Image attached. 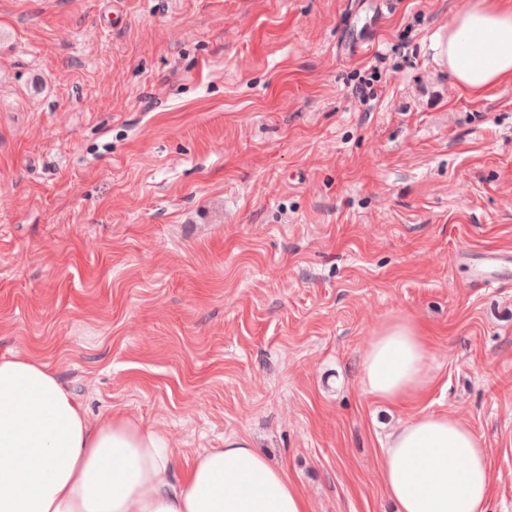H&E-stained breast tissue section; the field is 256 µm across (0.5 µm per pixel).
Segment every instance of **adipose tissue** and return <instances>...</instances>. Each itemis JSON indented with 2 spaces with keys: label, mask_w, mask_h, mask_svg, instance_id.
<instances>
[{
  "label": "adipose tissue",
  "mask_w": 512,
  "mask_h": 512,
  "mask_svg": "<svg viewBox=\"0 0 512 512\" xmlns=\"http://www.w3.org/2000/svg\"><path fill=\"white\" fill-rule=\"evenodd\" d=\"M433 44L461 94L512 82V0H464ZM429 355L415 324H383L362 355V390L403 403L428 386ZM175 454L164 435L129 419L90 421L47 364L0 357V512L310 510L286 472L245 444L204 451L179 478ZM381 479L397 512H488L486 443L450 413L395 429Z\"/></svg>",
  "instance_id": "adipose-tissue-1"
}]
</instances>
